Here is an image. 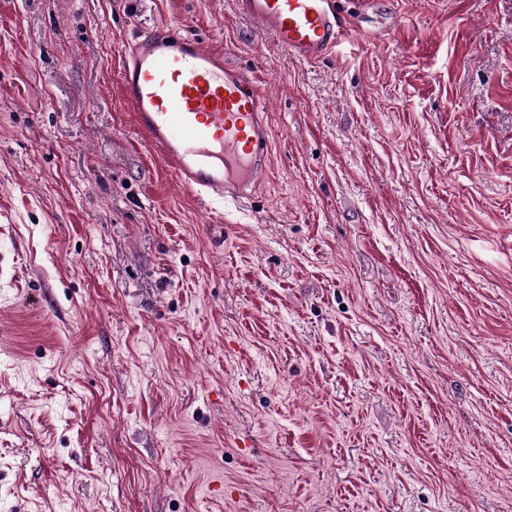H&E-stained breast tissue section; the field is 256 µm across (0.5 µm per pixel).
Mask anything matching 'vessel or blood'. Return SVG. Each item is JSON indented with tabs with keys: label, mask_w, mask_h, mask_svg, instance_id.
Listing matches in <instances>:
<instances>
[{
	"label": "vessel or blood",
	"mask_w": 512,
	"mask_h": 512,
	"mask_svg": "<svg viewBox=\"0 0 512 512\" xmlns=\"http://www.w3.org/2000/svg\"><path fill=\"white\" fill-rule=\"evenodd\" d=\"M356 13L379 0H239L298 61H316L356 36L344 2ZM121 87L145 145L197 200L249 199L269 168L271 131L264 91L223 53L161 22L121 53Z\"/></svg>",
	"instance_id": "b4317fda"
}]
</instances>
